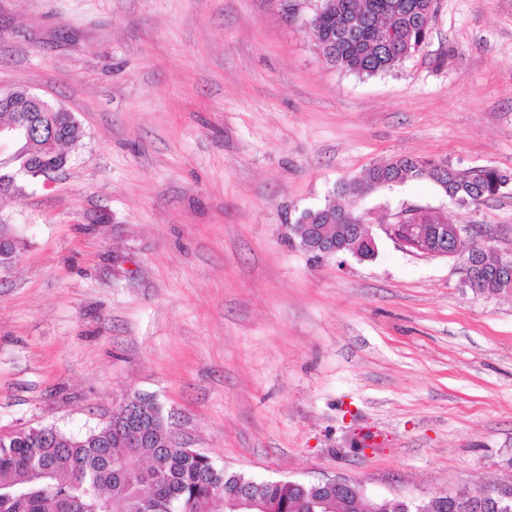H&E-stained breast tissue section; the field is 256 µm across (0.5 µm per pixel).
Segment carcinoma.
I'll return each mask as SVG.
<instances>
[{
  "instance_id": "1",
  "label": "carcinoma",
  "mask_w": 512,
  "mask_h": 512,
  "mask_svg": "<svg viewBox=\"0 0 512 512\" xmlns=\"http://www.w3.org/2000/svg\"><path fill=\"white\" fill-rule=\"evenodd\" d=\"M293 11L311 8L316 47L332 66L358 76H375L397 68L426 43L434 13L432 0H289ZM27 121L41 131L32 149L52 137L59 145L75 144L81 126L71 112H58L49 103L41 110L12 112L0 105V125ZM505 172L492 167L438 169L434 161L398 156L374 165L368 181L344 179L333 189L350 201L379 188L409 179H431L448 199L477 202L494 197ZM407 223H448V214L423 208L406 210ZM367 213L333 201L302 211L291 231L305 243L308 225L323 229L331 240L343 241ZM469 256L479 264L472 289L485 293L498 288L497 256L473 245ZM155 414L140 440L126 438L128 418L118 412L104 426L75 437L55 427L0 438V512H141L140 502L151 500L158 512H211L212 490L232 494L252 483L265 499L268 512H309L296 490L283 480L255 481L241 473L219 469L208 456L182 448L172 440L162 410ZM327 512H365L354 497L341 498Z\"/></svg>"
}]
</instances>
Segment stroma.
<instances>
[{"mask_svg":"<svg viewBox=\"0 0 512 512\" xmlns=\"http://www.w3.org/2000/svg\"><path fill=\"white\" fill-rule=\"evenodd\" d=\"M82 125L0 222V432L82 435L152 399L179 446L257 480L341 476L420 500L512 479V293L467 251L318 260L288 224L411 155L512 173V0H436L424 48L361 78L279 0H0V88ZM372 224L446 210L512 248V186L454 205L429 179Z\"/></svg>","mask_w":512,"mask_h":512,"instance_id":"1","label":"stroma"}]
</instances>
